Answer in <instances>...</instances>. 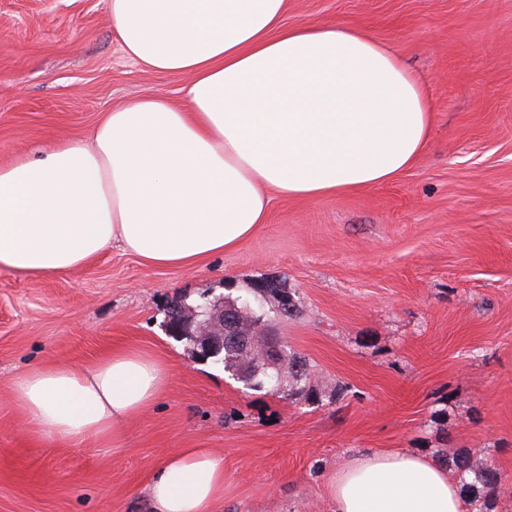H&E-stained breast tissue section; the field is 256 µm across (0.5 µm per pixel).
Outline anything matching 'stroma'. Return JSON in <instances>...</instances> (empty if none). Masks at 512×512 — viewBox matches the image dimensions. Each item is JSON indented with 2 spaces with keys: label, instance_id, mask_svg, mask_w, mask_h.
<instances>
[{
  "label": "stroma",
  "instance_id": "obj_1",
  "mask_svg": "<svg viewBox=\"0 0 512 512\" xmlns=\"http://www.w3.org/2000/svg\"><path fill=\"white\" fill-rule=\"evenodd\" d=\"M284 22L394 47L429 89L423 155L385 184L273 198L251 238L200 269L117 247L50 278L0 269V512H148L151 471L182 448L223 458L215 512H333L331 474L381 448L481 450L503 476L496 512H512V0H288ZM189 82L127 56L105 0H0V166L86 141L145 94L183 102ZM258 281L303 307L271 332L311 362L316 403L245 388L165 331L172 302ZM115 347L168 371L116 444L26 430L13 378Z\"/></svg>",
  "mask_w": 512,
  "mask_h": 512
}]
</instances>
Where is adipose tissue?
I'll use <instances>...</instances> for the list:
<instances>
[{
  "label": "adipose tissue",
  "mask_w": 512,
  "mask_h": 512,
  "mask_svg": "<svg viewBox=\"0 0 512 512\" xmlns=\"http://www.w3.org/2000/svg\"><path fill=\"white\" fill-rule=\"evenodd\" d=\"M124 52L184 74L176 105L148 94L104 112L89 143L0 167V268L69 272L112 245L148 266L189 267L265 223L272 196L317 199L393 181L423 154L432 110L395 49L346 25L289 27L287 0H106ZM137 348L93 365H39L14 403L37 434L117 441L166 387ZM152 512H213L224 461L185 448L152 471ZM334 512H467L428 457L381 449L330 479Z\"/></svg>",
  "instance_id": "obj_1"
}]
</instances>
